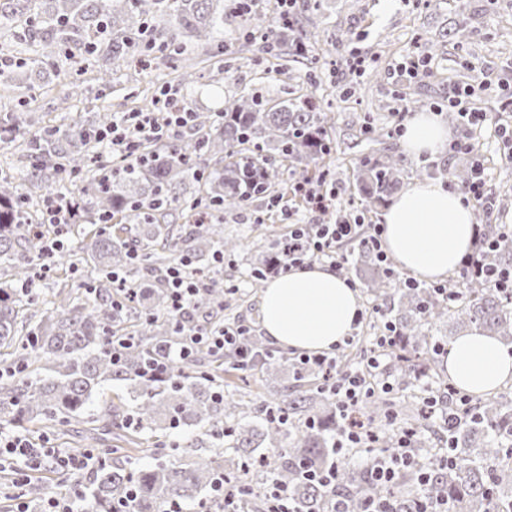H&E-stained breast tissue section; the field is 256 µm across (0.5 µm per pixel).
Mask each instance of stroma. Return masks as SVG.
<instances>
[{"label":"stroma","mask_w":512,"mask_h":512,"mask_svg":"<svg viewBox=\"0 0 512 512\" xmlns=\"http://www.w3.org/2000/svg\"><path fill=\"white\" fill-rule=\"evenodd\" d=\"M312 34V54L317 65L293 61L287 48L276 56L257 58L242 47L235 33L225 32L224 48L194 52L192 66L175 72L162 59H154L148 69L124 60L108 58L71 62L64 58L45 59L29 53L24 40L25 17L12 25L11 38L0 37V60L31 61L25 75L10 85H0V118L7 113L32 114L38 126H57L66 121L97 122L103 113L121 120L136 109L143 97L168 87L186 95L199 111H216L226 97L242 89H260L276 94L278 82L268 79L269 66L286 68L299 93H315L332 103V137L336 146L329 161L336 179V209L349 213L360 208L353 172L358 161L372 154L376 146L361 134V120L379 127L390 126L395 112L407 109L411 98L426 106L443 101L449 89L472 90V109L492 112L501 122L512 124V111L502 107L506 92L512 91V0H323L320 13L302 17ZM466 24L469 42L459 47L445 42L430 67L433 77H400L394 71L403 58L414 55L416 36L437 37L454 23ZM372 61V71H346L351 54ZM317 68V84L305 83L310 68ZM112 73V81L100 86V70ZM232 79H225V70ZM80 81L82 92L71 95L72 81ZM485 164L493 195L512 194V163L507 162L493 131L484 134ZM292 220L278 210L252 204L225 214L224 233L242 239L247 248L224 259V323L242 325L253 334H262L261 289L251 287L248 270L268 240L290 233L293 223H306L311 214L304 201L289 197Z\"/></svg>","instance_id":"35a3bbf8"}]
</instances>
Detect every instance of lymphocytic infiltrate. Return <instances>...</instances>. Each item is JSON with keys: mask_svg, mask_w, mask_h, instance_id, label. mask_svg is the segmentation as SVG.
<instances>
[{"mask_svg": "<svg viewBox=\"0 0 512 512\" xmlns=\"http://www.w3.org/2000/svg\"><path fill=\"white\" fill-rule=\"evenodd\" d=\"M469 95V90L457 88L448 93L445 106L448 110L459 113L463 128L462 136L451 141L448 149L455 153L465 152L474 155L472 177L462 188L461 193L464 202L482 205L485 211L490 212L494 209L495 200L487 191L485 169L477 159L480 148L479 135L485 128H494L503 145L512 149V126L494 124L489 113L470 110L467 106ZM158 106L167 115L164 124L160 125L149 117L133 114L123 123L113 124L112 128L107 129L103 139L111 153L124 160L131 159L136 154L139 142L175 132L187 125L189 114L185 112L176 95L164 94L159 98ZM383 231L384 227L380 224L370 225L369 229L365 230L361 225L347 221L314 225L312 234L308 236L304 235L301 228H294L288 237V258L285 265L289 268L301 267L315 260H326L333 265H341L345 257L337 251L340 243L357 241L378 252L382 249ZM245 333V328L241 326L234 329L224 328L217 332L197 325L185 327V346L178 350L170 348L162 351L157 363L160 367H168L187 359L193 349L199 346L206 347L216 355L224 353L237 345ZM343 350V345L339 344L327 354L302 355L300 361L311 369L321 371L323 378L332 383V389L345 419V424L336 437L337 458L344 460L359 455L369 459L372 482L384 486L393 481L400 467L412 463L413 432L409 429L403 430L399 446L391 455L377 454L370 431L355 419L354 410L371 397L368 372L372 369H382L383 360L376 354L369 359L367 368L346 372L340 366ZM2 461L20 470L24 475L40 469L48 462L79 475L105 464L106 457L97 450L80 457L60 450L50 454L44 449L33 447L23 436L12 434L0 436V462Z\"/></svg>", "mask_w": 512, "mask_h": 512, "instance_id": "obj_1", "label": "lymphocytic infiltrate"}]
</instances>
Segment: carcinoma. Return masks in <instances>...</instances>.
<instances>
[{
	"label": "carcinoma",
	"mask_w": 512,
	"mask_h": 512,
	"mask_svg": "<svg viewBox=\"0 0 512 512\" xmlns=\"http://www.w3.org/2000/svg\"><path fill=\"white\" fill-rule=\"evenodd\" d=\"M34 0H3L0 22L32 10ZM45 10L30 20L27 34L38 41L42 56L59 51L76 55L130 59L154 43L142 35L144 23L155 21L170 30L163 45L170 61L188 60V50L220 47L224 0H44ZM243 18L238 35L251 45L286 42L293 51L309 48L307 33L297 24L278 29L272 17L257 10L234 11ZM330 103L315 94L298 95L283 82L268 98L257 91L224 99L221 112L193 113L187 130L138 145L134 158L110 165L94 162L99 132L107 121L46 128L27 137L24 156L30 175L49 184L91 173L83 195L72 199L77 221L68 234L85 241L84 252L97 270L93 285L80 295L67 291L19 325L16 293L21 283L46 259L43 241L28 230L53 227L31 211L14 179L0 175V421L33 425L36 430L69 423L87 408L97 407L94 421L106 431L122 426L149 433L157 463L128 467L115 457L94 471L86 512H164L172 503L216 502L215 487L224 480V494L235 497L240 512H269V494L288 487L294 512H326V494L307 479L306 466L330 469L335 460L336 431L343 420L334 393L319 377L293 366L296 384L277 381L280 358L263 338L252 335L247 354L215 356L199 351L187 364L152 373L147 364L163 346H177L180 327L195 314L211 315L224 307V281L219 254L234 253L240 240L224 236L219 224L197 222V212L235 211L255 201L284 196V175L296 165H313L315 179H327L322 166L331 156ZM365 137L381 145L355 167L356 188L367 207L386 205L400 188L407 161L386 147L389 131L368 121ZM451 175L462 187L469 172L448 170V162L429 176ZM192 179L198 190L186 199L179 186ZM181 209L190 228L170 222ZM486 214L482 235L496 249L479 256L486 265L512 267V237L500 235ZM288 239L264 246L249 277L262 287L275 263L286 258ZM175 267L200 276L204 288L188 315L168 313L167 277ZM353 268L361 272L359 287L381 302L384 314L370 328L384 324L398 331L397 345L386 351L385 378L394 390L375 394L358 416L375 433L378 448L398 446L399 425L418 430L413 439L417 463L401 469L390 492L368 484L367 466L354 460L337 464V486L344 512H362L361 497L371 491L389 494L392 512H418L426 497L446 502L454 512H512V392L472 399V407L453 432L422 416L427 389L448 395L434 347L448 345L438 324L455 330L479 327L512 342V292L473 276L461 266L442 283L445 294L427 284L408 288L406 275L391 272L364 245H357ZM136 291L122 311L114 308L120 288ZM259 370L266 391L245 400L240 386L224 376ZM122 389L104 399L103 388ZM205 427L198 440L210 454L191 464L179 456L182 443L169 439L172 429Z\"/></svg>",
	"instance_id": "carcinoma-1"
}]
</instances>
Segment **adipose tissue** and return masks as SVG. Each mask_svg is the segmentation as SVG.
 Wrapping results in <instances>:
<instances>
[{
    "instance_id": "adipose-tissue-1",
    "label": "adipose tissue",
    "mask_w": 512,
    "mask_h": 512,
    "mask_svg": "<svg viewBox=\"0 0 512 512\" xmlns=\"http://www.w3.org/2000/svg\"><path fill=\"white\" fill-rule=\"evenodd\" d=\"M447 141L448 129L438 117L418 112L408 120L402 147L413 157L434 155ZM382 219L386 251L401 268L426 281L446 276L472 246L471 207L437 181L410 184ZM261 314L265 334L274 345L322 352L352 335L360 305L343 271L314 264L270 282L261 298ZM444 364L453 384L480 395L512 378V346L474 328L454 339Z\"/></svg>"
}]
</instances>
